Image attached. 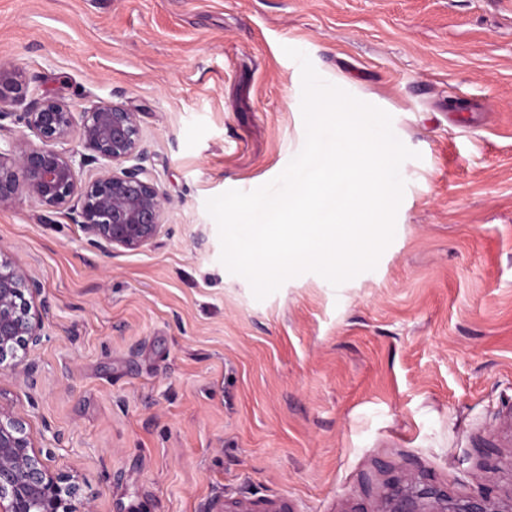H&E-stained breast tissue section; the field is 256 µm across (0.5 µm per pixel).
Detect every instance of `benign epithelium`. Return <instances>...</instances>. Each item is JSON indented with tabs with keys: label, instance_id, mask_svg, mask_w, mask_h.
Here are the masks:
<instances>
[{
	"label": "benign epithelium",
	"instance_id": "7a95c632",
	"mask_svg": "<svg viewBox=\"0 0 512 512\" xmlns=\"http://www.w3.org/2000/svg\"><path fill=\"white\" fill-rule=\"evenodd\" d=\"M17 108L15 121L38 140L20 138L0 147V206L26 194L52 208L76 214L88 242L105 252L141 250L163 228L166 199L144 146L137 113L121 104L93 102L77 111L62 101L29 95L28 86L0 63V105ZM78 135L89 154L65 148ZM99 162L95 177L80 181L77 167ZM41 283L0 253V373L33 377L18 350L37 345L43 322L30 299ZM83 482L52 471L33 449L23 423L0 406V512H82ZM378 512H509L488 497L453 503L429 489L397 488Z\"/></svg>",
	"mask_w": 512,
	"mask_h": 512
}]
</instances>
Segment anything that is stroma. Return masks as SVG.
Returning <instances> with one entry per match:
<instances>
[{"label": "stroma", "instance_id": "obj_1", "mask_svg": "<svg viewBox=\"0 0 512 512\" xmlns=\"http://www.w3.org/2000/svg\"><path fill=\"white\" fill-rule=\"evenodd\" d=\"M303 50L418 156L393 242L340 286L256 300L208 198L305 142ZM37 94L138 115L164 227L99 252L64 209L0 207L43 285L33 379L0 405L90 512H377L394 486L512 497V5L505 0H0Z\"/></svg>", "mask_w": 512, "mask_h": 512}]
</instances>
